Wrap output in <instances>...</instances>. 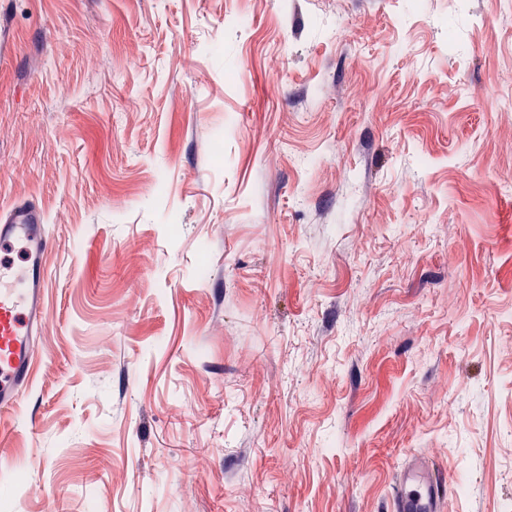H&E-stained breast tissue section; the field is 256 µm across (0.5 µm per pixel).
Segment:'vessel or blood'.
<instances>
[{"mask_svg": "<svg viewBox=\"0 0 512 512\" xmlns=\"http://www.w3.org/2000/svg\"><path fill=\"white\" fill-rule=\"evenodd\" d=\"M44 214L30 200L0 209V245L23 243L24 263L0 260V413L15 410L33 379L35 352L43 334L47 253ZM453 480L430 458L407 461L397 478L395 512H446Z\"/></svg>", "mask_w": 512, "mask_h": 512, "instance_id": "vessel-or-blood-1", "label": "vessel or blood"}]
</instances>
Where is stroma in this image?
Masks as SVG:
<instances>
[{
  "label": "stroma",
  "instance_id": "1",
  "mask_svg": "<svg viewBox=\"0 0 512 512\" xmlns=\"http://www.w3.org/2000/svg\"><path fill=\"white\" fill-rule=\"evenodd\" d=\"M506 0H0L45 213L0 512H512ZM453 480L430 458L417 455L400 470L394 499L396 512H445L453 498Z\"/></svg>",
  "mask_w": 512,
  "mask_h": 512
}]
</instances>
